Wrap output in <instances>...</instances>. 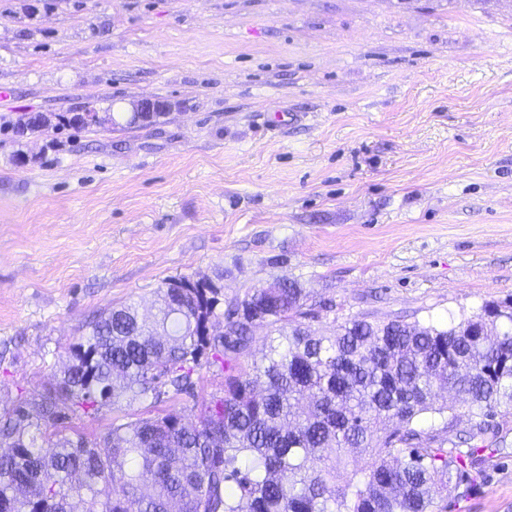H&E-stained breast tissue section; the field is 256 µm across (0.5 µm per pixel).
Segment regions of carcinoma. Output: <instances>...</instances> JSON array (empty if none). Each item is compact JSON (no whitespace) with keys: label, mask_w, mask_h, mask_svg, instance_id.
Instances as JSON below:
<instances>
[{"label":"carcinoma","mask_w":512,"mask_h":512,"mask_svg":"<svg viewBox=\"0 0 512 512\" xmlns=\"http://www.w3.org/2000/svg\"><path fill=\"white\" fill-rule=\"evenodd\" d=\"M281 283L221 311L220 286L183 277L149 320L131 304L92 320L57 383L0 418V512H448L477 460L472 447L448 453L441 434L461 407L463 444L497 437L512 413V305L446 328L353 319L322 332L304 289ZM258 326L264 352L244 366ZM204 362L224 383L194 420L114 423L102 449L63 433L78 411L192 394Z\"/></svg>","instance_id":"cac0c4a2"}]
</instances>
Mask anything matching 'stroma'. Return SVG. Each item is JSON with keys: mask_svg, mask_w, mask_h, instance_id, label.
Instances as JSON below:
<instances>
[{"mask_svg": "<svg viewBox=\"0 0 512 512\" xmlns=\"http://www.w3.org/2000/svg\"><path fill=\"white\" fill-rule=\"evenodd\" d=\"M0 414L99 313L279 278L346 320L512 301V0H0ZM164 104L154 122L58 116ZM49 126L24 130L30 116ZM193 396L79 414H192ZM448 512H512V416Z\"/></svg>", "mask_w": 512, "mask_h": 512, "instance_id": "obj_1", "label": "stroma"}]
</instances>
